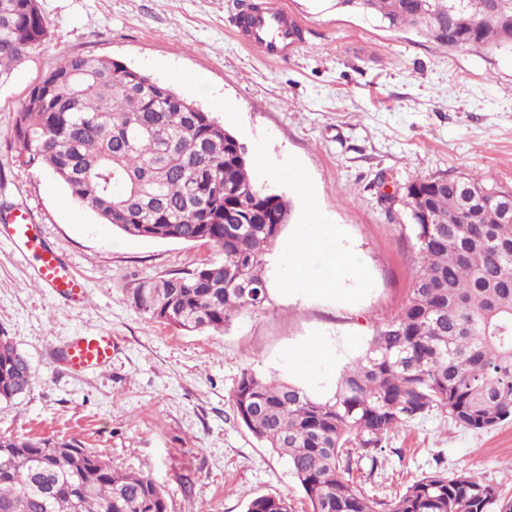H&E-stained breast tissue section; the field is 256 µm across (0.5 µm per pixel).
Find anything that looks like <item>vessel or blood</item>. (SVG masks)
<instances>
[{"mask_svg": "<svg viewBox=\"0 0 512 512\" xmlns=\"http://www.w3.org/2000/svg\"><path fill=\"white\" fill-rule=\"evenodd\" d=\"M248 43L270 59H284L301 43V27L290 20L284 10L270 6L245 9L235 21ZM5 237L29 263V274L42 287L67 302L81 303L86 286L72 267L51 248L46 247L26 213H16L0 226ZM114 344L107 333H79L72 336L61 350L60 363L75 373L108 366Z\"/></svg>", "mask_w": 512, "mask_h": 512, "instance_id": "1", "label": "vessel or blood"}]
</instances>
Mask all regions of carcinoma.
<instances>
[{
    "label": "carcinoma",
    "instance_id": "cac0c4a2",
    "mask_svg": "<svg viewBox=\"0 0 512 512\" xmlns=\"http://www.w3.org/2000/svg\"><path fill=\"white\" fill-rule=\"evenodd\" d=\"M336 0L389 28L412 29L449 49L512 52V0L491 22L481 0ZM48 37L38 0H0V87ZM17 160L48 170L98 221L134 236L203 242L221 258L130 289L131 304L187 332H222L267 299L265 255L290 205L259 187L246 147L171 84L111 58L73 56L47 71L17 110ZM422 265L407 303L375 327L344 366L333 395L246 368L234 415L272 452L288 457L311 512H512V497L460 472L435 471L389 502L354 481L376 467L390 434L434 410L464 428L512 421V190L461 178L406 186ZM27 358L0 335V402L34 384ZM163 490L141 471H120L102 452L70 440L0 437V512H168ZM244 512H293L288 499L257 496Z\"/></svg>",
    "mask_w": 512,
    "mask_h": 512
}]
</instances>
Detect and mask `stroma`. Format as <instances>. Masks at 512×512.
Masks as SVG:
<instances>
[{
  "label": "stroma",
  "instance_id": "35a3bbf8",
  "mask_svg": "<svg viewBox=\"0 0 512 512\" xmlns=\"http://www.w3.org/2000/svg\"><path fill=\"white\" fill-rule=\"evenodd\" d=\"M243 2L39 0L48 38L0 87V214L25 210L88 286L82 306H67L0 241V331L36 375L30 390L0 404V436L102 451L114 467L149 474L169 512H243L258 495L309 512L287 461L234 417L241 371L331 395L375 325L406 303L420 266L405 186L477 173L512 189L511 54L451 50L335 0H253L287 9L306 29L305 43L277 61L239 35L233 20ZM76 55L118 59L173 83L262 159L257 184L292 206L265 257L262 309L221 333L149 320L128 288L216 258L215 248L124 236L75 205L49 172L13 164L15 111L42 74ZM303 229L330 235L354 258L340 291L311 289L332 273L326 252L294 266ZM298 272L307 288L282 291ZM101 330L114 339L109 366L75 375L51 359L69 336ZM314 341L324 358L308 354ZM434 471L470 472L512 495V422L477 431L433 411L399 428L377 463L361 461L354 475L388 501Z\"/></svg>",
  "mask_w": 512,
  "mask_h": 512
}]
</instances>
